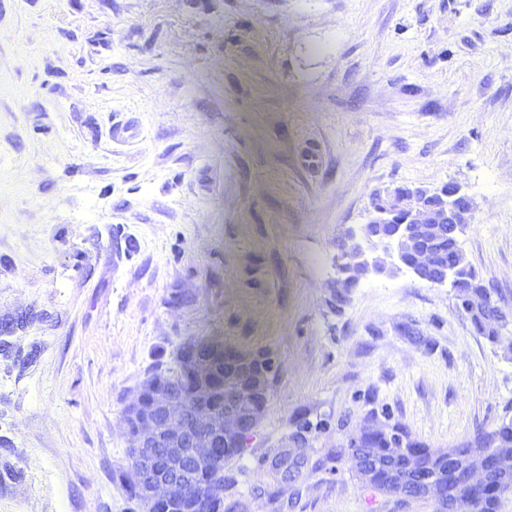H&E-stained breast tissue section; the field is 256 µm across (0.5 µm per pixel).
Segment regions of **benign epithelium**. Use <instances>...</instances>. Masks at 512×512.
<instances>
[{"label":"benign epithelium","mask_w":512,"mask_h":512,"mask_svg":"<svg viewBox=\"0 0 512 512\" xmlns=\"http://www.w3.org/2000/svg\"><path fill=\"white\" fill-rule=\"evenodd\" d=\"M472 198L449 182L438 188L397 186L377 193L368 221L348 228L336 242L334 301L342 305L364 282L410 272L433 285L454 290L469 321L499 339L512 331V312L489 304L488 286L477 273L463 279L457 263L437 249L431 233L439 226L459 237L471 223ZM224 353V406L214 400L210 373L203 370L209 353ZM185 384L174 387L157 374L136 388L125 407L128 448L122 477L138 512H169L192 498L206 502L224 495V462L253 436L270 400L277 371L267 352H249L206 337L182 350ZM486 451L464 445L436 451L412 444L401 433L371 426L349 441L345 454L373 485L407 499L433 501L439 512H456L465 494L468 512H484L496 494L489 478L512 473V440L495 436Z\"/></svg>","instance_id":"1"}]
</instances>
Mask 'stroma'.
<instances>
[{
	"mask_svg": "<svg viewBox=\"0 0 512 512\" xmlns=\"http://www.w3.org/2000/svg\"><path fill=\"white\" fill-rule=\"evenodd\" d=\"M459 184L512 308V0H0V512H135L124 408L185 340L278 370L224 512H434L338 455L512 419V339L404 274L335 307L375 193Z\"/></svg>",
	"mask_w": 512,
	"mask_h": 512,
	"instance_id": "1",
	"label": "stroma"
}]
</instances>
